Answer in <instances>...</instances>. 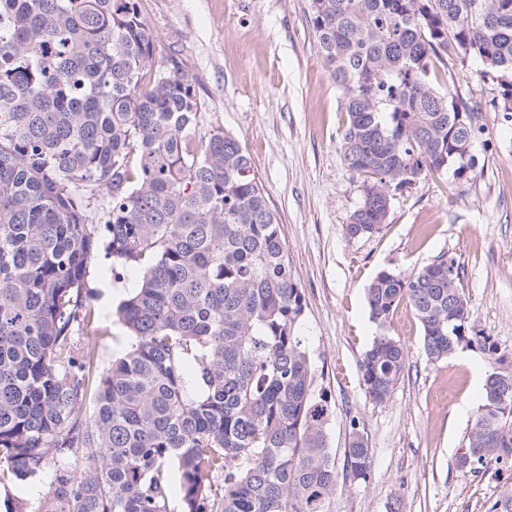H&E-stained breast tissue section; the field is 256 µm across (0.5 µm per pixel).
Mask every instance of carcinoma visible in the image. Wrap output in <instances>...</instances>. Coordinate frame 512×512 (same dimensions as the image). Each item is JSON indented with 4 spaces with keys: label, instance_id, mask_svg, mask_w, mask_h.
Listing matches in <instances>:
<instances>
[{
    "label": "carcinoma",
    "instance_id": "1",
    "mask_svg": "<svg viewBox=\"0 0 512 512\" xmlns=\"http://www.w3.org/2000/svg\"><path fill=\"white\" fill-rule=\"evenodd\" d=\"M310 8L342 160L363 178L347 237L379 232L392 192L422 177L474 179L482 115L438 90L437 62L478 59L512 118V0ZM156 42L141 0H0V479L54 468L32 512H173V465L181 512H322L339 480L304 292L249 155L220 128L198 137L195 83ZM102 249L141 277L115 312L130 349L99 371L74 334L99 332L86 282ZM462 278L451 256L375 275L361 381L390 399L407 352L386 324L409 304L430 360L466 347L488 363L456 467L512 466V356L475 325ZM350 427L347 475L365 481Z\"/></svg>",
    "mask_w": 512,
    "mask_h": 512
}]
</instances>
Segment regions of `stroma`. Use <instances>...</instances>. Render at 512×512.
I'll list each match as a JSON object with an SVG mask.
<instances>
[{
    "mask_svg": "<svg viewBox=\"0 0 512 512\" xmlns=\"http://www.w3.org/2000/svg\"><path fill=\"white\" fill-rule=\"evenodd\" d=\"M142 9L158 54L177 56L195 82L201 132L220 128L241 140L280 224L306 299L300 334L312 389L332 410L327 433L341 479L324 512H489L512 487V467L473 473L455 465L480 401L484 356L464 349L428 361L420 325L402 305L389 331L407 360L389 401L370 399L358 365L377 332L369 282L380 270L407 274L445 254L464 269L476 324L512 353V120L494 109L496 83L473 58L439 65V89L456 88L483 115L472 147L476 180L418 179L394 192L378 233L351 239L345 226L362 181L340 159L342 94L316 51L310 0H142ZM137 280L134 270L114 279L101 254L90 265L101 331L75 345L94 349L97 368L127 347L114 312ZM354 428L373 454L365 482L345 476Z\"/></svg>",
    "mask_w": 512,
    "mask_h": 512,
    "instance_id": "stroma-1",
    "label": "stroma"
}]
</instances>
